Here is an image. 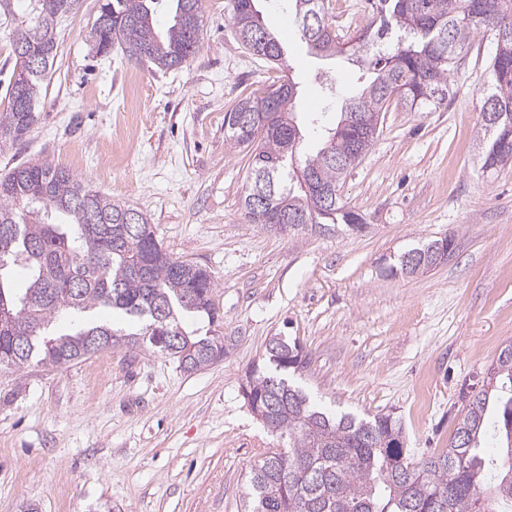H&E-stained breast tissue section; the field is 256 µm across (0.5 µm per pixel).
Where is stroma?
Here are the masks:
<instances>
[{
  "mask_svg": "<svg viewBox=\"0 0 512 512\" xmlns=\"http://www.w3.org/2000/svg\"><path fill=\"white\" fill-rule=\"evenodd\" d=\"M34 2L11 0L0 15V108L14 74L10 33L30 23ZM258 8L288 47L300 119L333 125L365 73L310 55L280 0ZM98 10L99 0H81L57 24L40 118L0 148V175L78 154L80 179L147 213L172 257L210 270L230 343L192 373L124 346L58 369L0 372V512H240L250 468L284 445L242 391L273 336L302 346L297 383L317 403L393 414L414 458L447 447L463 393L512 342V163L485 170L478 157L492 37L471 39L443 104L385 112L340 187L365 231L282 235L243 214L248 160L225 140L224 115L285 71L238 42L230 0H203L200 51L168 71L118 46L95 55ZM334 76L331 101L324 84ZM449 234L447 264L390 273L404 252Z\"/></svg>",
  "mask_w": 512,
  "mask_h": 512,
  "instance_id": "1",
  "label": "stroma"
}]
</instances>
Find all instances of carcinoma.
Instances as JSON below:
<instances>
[{"label": "carcinoma", "instance_id": "cac0c4a2", "mask_svg": "<svg viewBox=\"0 0 512 512\" xmlns=\"http://www.w3.org/2000/svg\"><path fill=\"white\" fill-rule=\"evenodd\" d=\"M38 21L14 36L43 54L44 64L14 80L0 110V147L22 140L38 120L36 101L52 69L54 22L79 0H38ZM170 20L157 28L158 0H106L108 21L94 23L95 54L112 43L159 69L182 66L201 44V0H168ZM257 0H231L242 44L272 64L285 62L283 42L264 25L251 26ZM367 25L346 38L327 20L326 0H286L308 52L322 60L355 58L368 79L345 99L340 114L356 113L379 129L392 105L411 109L448 94L457 58L481 29L492 27L485 159L512 151V0H368ZM293 78L258 88L224 116L227 141L249 149L242 209L254 191L288 223L337 228L362 216L349 211L339 184L347 156H364L376 135L337 122L323 130L313 154L299 160L304 127L294 112ZM211 272L170 256L147 214L90 188L49 160L25 163L0 176V370L35 364L61 368L116 346H148L175 358L186 372L224 357L223 317L213 300ZM127 318L130 329L85 319L99 309ZM69 331L47 333L62 313ZM31 337L26 351L17 336ZM267 363L251 371L243 394L267 430L288 439L247 476L242 512H507L512 509V343L461 410L448 448L417 461L403 448L392 414L360 418L313 404L291 377L307 366L298 342L273 336ZM506 450L508 465L481 455L487 438Z\"/></svg>", "mask_w": 512, "mask_h": 512}]
</instances>
